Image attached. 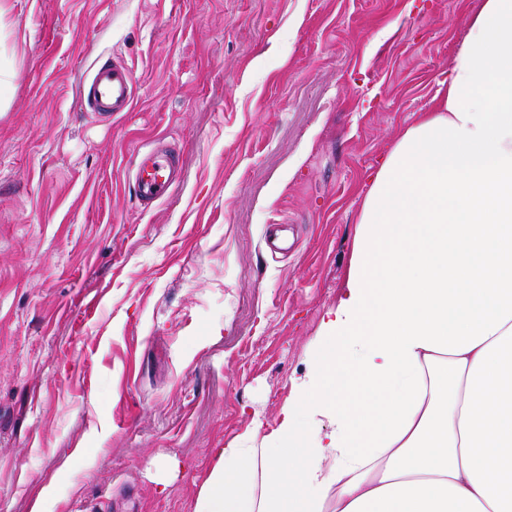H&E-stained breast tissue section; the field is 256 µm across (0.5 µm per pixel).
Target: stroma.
<instances>
[{
  "label": "stroma",
  "mask_w": 512,
  "mask_h": 512,
  "mask_svg": "<svg viewBox=\"0 0 512 512\" xmlns=\"http://www.w3.org/2000/svg\"><path fill=\"white\" fill-rule=\"evenodd\" d=\"M6 4L0 512H195L309 371L363 198L480 0ZM113 57L136 94L107 117L79 85ZM158 139L183 180L145 210Z\"/></svg>",
  "instance_id": "stroma-1"
}]
</instances>
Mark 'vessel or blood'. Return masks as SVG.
Segmentation results:
<instances>
[{
    "mask_svg": "<svg viewBox=\"0 0 512 512\" xmlns=\"http://www.w3.org/2000/svg\"><path fill=\"white\" fill-rule=\"evenodd\" d=\"M82 101L91 110L107 115L130 109L135 83L131 70L119 61L94 67L82 83ZM181 179L180 162L167 148L142 153L134 167L137 200L150 206L166 198Z\"/></svg>",
    "mask_w": 512,
    "mask_h": 512,
    "instance_id": "b4317fda",
    "label": "vessel or blood"
}]
</instances>
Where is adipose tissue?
Masks as SVG:
<instances>
[{"instance_id": "ef3b65f1", "label": "adipose tissue", "mask_w": 512, "mask_h": 512, "mask_svg": "<svg viewBox=\"0 0 512 512\" xmlns=\"http://www.w3.org/2000/svg\"><path fill=\"white\" fill-rule=\"evenodd\" d=\"M359 213L311 369L196 512H512V0H481Z\"/></svg>"}]
</instances>
